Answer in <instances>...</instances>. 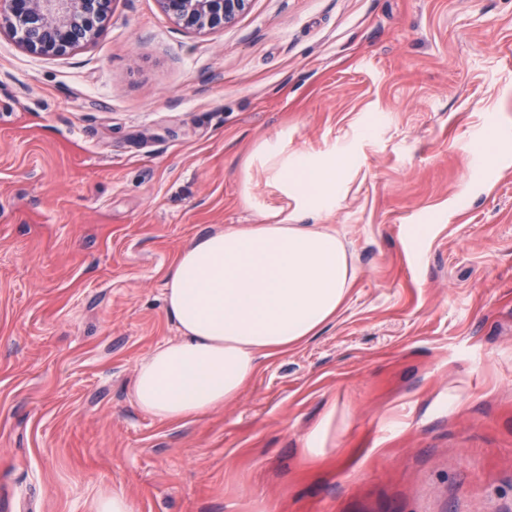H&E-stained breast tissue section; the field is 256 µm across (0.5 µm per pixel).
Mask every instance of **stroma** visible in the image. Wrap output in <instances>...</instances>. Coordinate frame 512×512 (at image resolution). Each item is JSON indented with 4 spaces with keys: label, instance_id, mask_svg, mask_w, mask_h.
Wrapping results in <instances>:
<instances>
[{
    "label": "stroma",
    "instance_id": "1",
    "mask_svg": "<svg viewBox=\"0 0 512 512\" xmlns=\"http://www.w3.org/2000/svg\"><path fill=\"white\" fill-rule=\"evenodd\" d=\"M336 163L358 275L223 409H137L194 237L303 223L262 143ZM319 455L307 436L327 410ZM512 512V0H252L197 33L113 0L68 55L0 33V502ZM93 512H135V505L124 494L112 491L97 499Z\"/></svg>",
    "mask_w": 512,
    "mask_h": 512
}]
</instances>
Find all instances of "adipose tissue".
I'll return each instance as SVG.
<instances>
[{
  "instance_id": "obj_1",
  "label": "adipose tissue",
  "mask_w": 512,
  "mask_h": 512,
  "mask_svg": "<svg viewBox=\"0 0 512 512\" xmlns=\"http://www.w3.org/2000/svg\"><path fill=\"white\" fill-rule=\"evenodd\" d=\"M274 180L320 210L336 198V165L263 145ZM356 278L342 239L321 224H247L192 239L166 273L179 334L139 365L132 402L162 421L223 408L261 359L317 335Z\"/></svg>"
}]
</instances>
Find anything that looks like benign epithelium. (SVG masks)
<instances>
[{
	"instance_id": "benign-epithelium-1",
	"label": "benign epithelium",
	"mask_w": 512,
	"mask_h": 512,
	"mask_svg": "<svg viewBox=\"0 0 512 512\" xmlns=\"http://www.w3.org/2000/svg\"><path fill=\"white\" fill-rule=\"evenodd\" d=\"M161 8L186 29H219L244 13L251 0H158ZM112 0H0V29L28 35L20 43L31 53L64 56L100 37Z\"/></svg>"
}]
</instances>
